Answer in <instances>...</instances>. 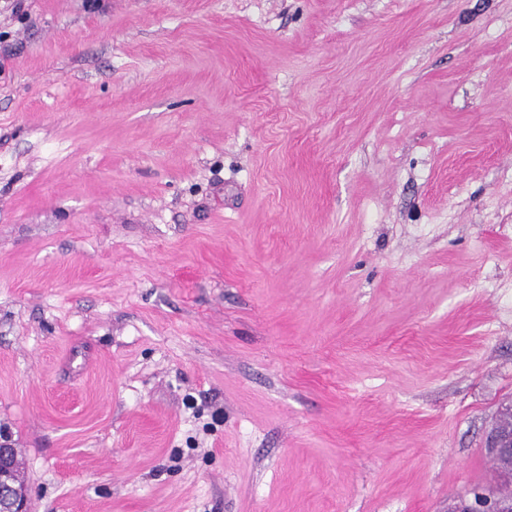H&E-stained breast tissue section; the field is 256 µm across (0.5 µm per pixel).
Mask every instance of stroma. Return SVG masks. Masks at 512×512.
I'll return each instance as SVG.
<instances>
[{
    "mask_svg": "<svg viewBox=\"0 0 512 512\" xmlns=\"http://www.w3.org/2000/svg\"><path fill=\"white\" fill-rule=\"evenodd\" d=\"M0 0V429L32 512H448L512 402V0Z\"/></svg>",
    "mask_w": 512,
    "mask_h": 512,
    "instance_id": "1",
    "label": "stroma"
}]
</instances>
